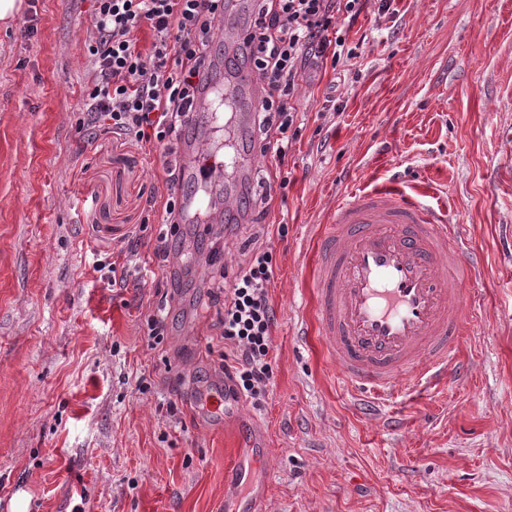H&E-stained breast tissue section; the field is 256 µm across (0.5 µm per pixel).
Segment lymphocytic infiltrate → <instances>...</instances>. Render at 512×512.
I'll list each match as a JSON object with an SVG mask.
<instances>
[{
    "label": "lymphocytic infiltrate",
    "instance_id": "1",
    "mask_svg": "<svg viewBox=\"0 0 512 512\" xmlns=\"http://www.w3.org/2000/svg\"><path fill=\"white\" fill-rule=\"evenodd\" d=\"M246 49L240 58L256 77L258 124L269 134L262 153L284 161L296 129L292 99L309 70L357 57L341 16L356 17L363 0H253ZM94 36L86 50L88 129L104 128L134 145L163 144L189 125V109L209 79L207 50L224 0H93ZM152 34L141 50L137 36ZM271 249L245 253L224 290V343L231 364L229 391L253 401L265 397L273 378L274 277Z\"/></svg>",
    "mask_w": 512,
    "mask_h": 512
}]
</instances>
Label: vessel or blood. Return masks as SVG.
Listing matches in <instances>:
<instances>
[{"mask_svg": "<svg viewBox=\"0 0 512 512\" xmlns=\"http://www.w3.org/2000/svg\"><path fill=\"white\" fill-rule=\"evenodd\" d=\"M248 0H226L215 31L244 42ZM229 88L245 100L237 113L236 141L215 158L209 131L220 126L217 93ZM260 106L257 85L244 70L231 83L214 74L191 108V124L203 134L179 149L181 185L177 205L190 223L240 222L243 205L224 179L226 169L250 177L258 164L253 143V113ZM207 186L223 206L202 207L192 189ZM454 225L444 213L416 202L397 183L362 189L337 203L317 239V259L309 275L316 300V330L342 384L360 401L388 398L406 389H430L461 376L459 350L464 334L466 289L474 265L455 243ZM206 405L244 417L243 402L230 393H207ZM236 458L224 472V495L240 497L247 469L270 450L260 428L240 434Z\"/></svg>", "mask_w": 512, "mask_h": 512, "instance_id": "b4317fda", "label": "vessel or blood"}]
</instances>
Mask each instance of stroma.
Wrapping results in <instances>:
<instances>
[{
  "label": "stroma",
  "instance_id": "stroma-1",
  "mask_svg": "<svg viewBox=\"0 0 512 512\" xmlns=\"http://www.w3.org/2000/svg\"><path fill=\"white\" fill-rule=\"evenodd\" d=\"M20 2L0 24V512H219L235 424L197 402L224 375L214 269L175 288L151 262L163 148L83 142L91 0ZM348 35L344 78L299 85L284 165L237 186L287 237L242 224L220 259L231 277L246 248L276 255L274 377L244 404L272 450L271 512H512V0H366ZM394 176L447 203L485 275L464 374L370 408L301 333L306 277L336 201Z\"/></svg>",
  "mask_w": 512,
  "mask_h": 512
}]
</instances>
